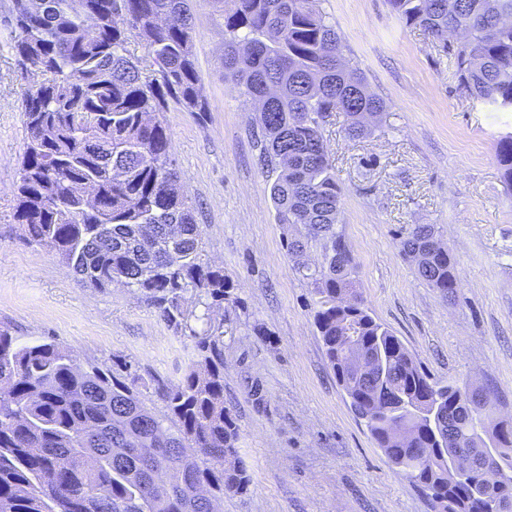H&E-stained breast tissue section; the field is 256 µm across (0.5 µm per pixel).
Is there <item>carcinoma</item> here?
<instances>
[{"label":"carcinoma","mask_w":512,"mask_h":512,"mask_svg":"<svg viewBox=\"0 0 512 512\" xmlns=\"http://www.w3.org/2000/svg\"><path fill=\"white\" fill-rule=\"evenodd\" d=\"M452 60L460 87L494 112H512V0H388ZM11 49L30 84L17 222L92 288L120 282L193 342L182 377L161 384L148 407L144 378L123 363L78 362L55 341L20 344L0 329V512H221L247 490L240 431L224 403V322L237 303L224 268L204 259L203 232L170 152L169 103L206 112L188 0H13ZM97 17L94 30L87 19ZM138 40L157 67L143 75L128 54ZM224 79L256 113L258 160L274 175L278 223L300 224L288 257L315 296L314 324L354 413L388 461L434 512H512V422L493 417L491 392L430 379L370 313L341 235L342 188L322 135L335 112L345 138L374 132L387 102L370 92L321 0H224ZM512 188V133L497 142ZM320 244L321 262L302 260ZM417 275L444 297L459 288L457 261L432 224L399 239ZM204 300L202 316L185 292ZM203 321L198 330L191 320ZM378 356L380 380L360 371L341 337ZM435 419L423 415L434 398ZM490 448L500 477L467 464ZM458 459V470L441 456Z\"/></svg>","instance_id":"carcinoma-1"}]
</instances>
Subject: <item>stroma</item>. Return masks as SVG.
Returning a JSON list of instances; mask_svg holds the SVG:
<instances>
[{
    "label": "stroma",
    "instance_id": "1",
    "mask_svg": "<svg viewBox=\"0 0 512 512\" xmlns=\"http://www.w3.org/2000/svg\"><path fill=\"white\" fill-rule=\"evenodd\" d=\"M205 113L171 106L173 157L203 230L206 259L234 283L224 338V399L236 415L250 483L223 512H433L388 462L350 408L313 323V294L283 246L272 180L258 165L253 106L224 80V19L189 0ZM12 0H0V328L20 342L55 340L80 359L130 362L146 382L177 380L192 342L141 295L83 284L27 242L15 219L27 83L10 48ZM370 91L390 105L366 139L324 126L342 188L341 222L374 318L439 382L489 389L512 420V190L496 158L511 112H489L458 85L453 63L386 0H325ZM412 224H431L457 260L444 298L399 253Z\"/></svg>",
    "mask_w": 512,
    "mask_h": 512
}]
</instances>
